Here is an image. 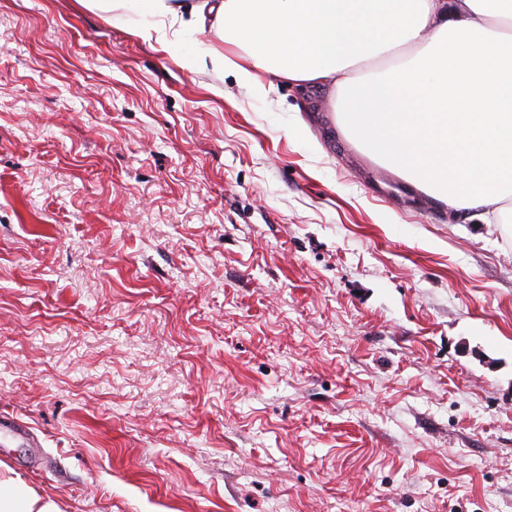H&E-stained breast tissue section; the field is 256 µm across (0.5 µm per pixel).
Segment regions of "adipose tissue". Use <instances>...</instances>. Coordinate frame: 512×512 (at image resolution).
<instances>
[{"label": "adipose tissue", "instance_id": "adipose-tissue-1", "mask_svg": "<svg viewBox=\"0 0 512 512\" xmlns=\"http://www.w3.org/2000/svg\"><path fill=\"white\" fill-rule=\"evenodd\" d=\"M80 2L150 18L168 53L188 28L209 30L195 64L231 67L224 46L237 45L252 58L238 80L256 91L262 71L327 86L344 134L449 207L512 197V0ZM390 53L388 73L363 69ZM0 512L61 510L0 463Z\"/></svg>", "mask_w": 512, "mask_h": 512}]
</instances>
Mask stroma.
<instances>
[{
  "label": "stroma",
  "instance_id": "35a3bbf8",
  "mask_svg": "<svg viewBox=\"0 0 512 512\" xmlns=\"http://www.w3.org/2000/svg\"><path fill=\"white\" fill-rule=\"evenodd\" d=\"M149 24L0 0V461L61 512H512V200Z\"/></svg>",
  "mask_w": 512,
  "mask_h": 512
}]
</instances>
